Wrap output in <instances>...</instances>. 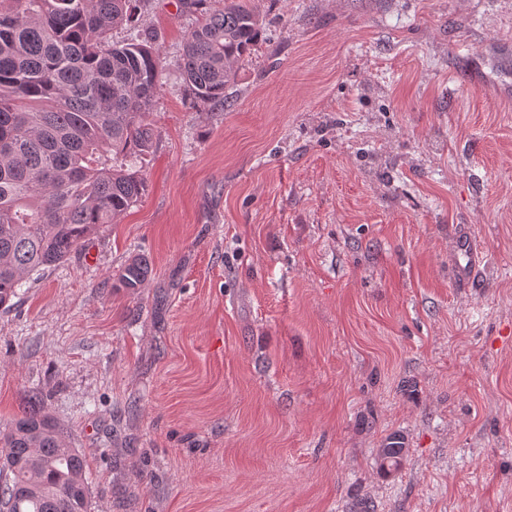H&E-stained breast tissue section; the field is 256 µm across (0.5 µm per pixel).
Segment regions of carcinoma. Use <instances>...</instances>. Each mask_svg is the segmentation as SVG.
<instances>
[{
    "mask_svg": "<svg viewBox=\"0 0 512 512\" xmlns=\"http://www.w3.org/2000/svg\"><path fill=\"white\" fill-rule=\"evenodd\" d=\"M147 0H0V307L27 280L66 260L147 191L140 163L163 57L143 25ZM124 26L127 38L112 41ZM260 12L224 0L191 28L177 71L196 102L224 107V90L258 41ZM144 257L121 287H142ZM403 446L379 450L392 472ZM86 460L34 394L0 434V512H89Z\"/></svg>",
    "mask_w": 512,
    "mask_h": 512,
    "instance_id": "cac0c4a2",
    "label": "carcinoma"
}]
</instances>
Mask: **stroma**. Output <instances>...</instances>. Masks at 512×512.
Here are the masks:
<instances>
[{
  "mask_svg": "<svg viewBox=\"0 0 512 512\" xmlns=\"http://www.w3.org/2000/svg\"><path fill=\"white\" fill-rule=\"evenodd\" d=\"M255 3L217 111L149 0L147 192L0 309V431L40 392L91 512H512V0ZM481 251L471 235H458L450 256L457 281L462 285L473 282L481 264ZM151 275V266L144 257H132L118 273L117 280L122 288H142ZM400 439V436L397 437L396 435L388 438L390 441L387 440L383 448L379 450L380 467L386 473L392 472V466L396 464L400 465L403 450V446L401 445L403 443L399 441ZM385 465H387V469Z\"/></svg>",
  "mask_w": 512,
  "mask_h": 512,
  "instance_id": "stroma-1",
  "label": "stroma"
}]
</instances>
